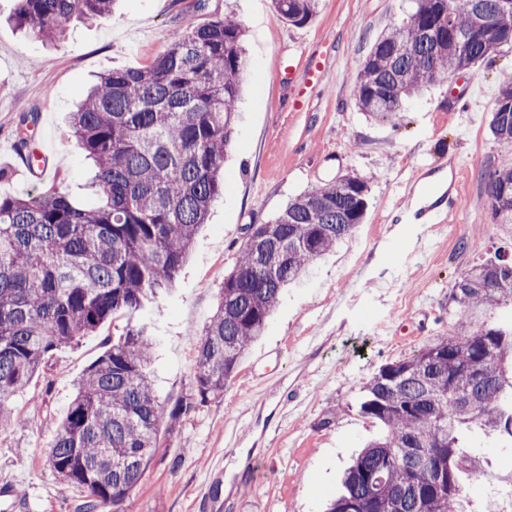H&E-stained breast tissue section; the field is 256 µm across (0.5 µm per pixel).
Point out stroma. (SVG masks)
<instances>
[{"instance_id": "obj_1", "label": "stroma", "mask_w": 512, "mask_h": 512, "mask_svg": "<svg viewBox=\"0 0 512 512\" xmlns=\"http://www.w3.org/2000/svg\"><path fill=\"white\" fill-rule=\"evenodd\" d=\"M15 0H0V195L56 190L91 202L86 160L65 115L90 80L111 68L138 67L162 52L174 28L234 12L246 30L249 71L224 191L195 236L170 290L135 317L156 342L148 367L160 402L192 393L201 331L251 224L274 219L315 185L345 173L371 176L363 224L310 264L282 292L222 397L197 405L159 448L124 512H324L344 470L380 429L358 414L364 384L389 362L413 356L450 333L457 278L497 248H512V224L493 223L486 169L512 167V146L489 125L502 85L512 81V48L466 74L407 100L396 118L373 119L354 106V77L373 40L398 25L409 0H318L295 26L271 0H122L110 22H71L56 48L25 39L7 21ZM327 65L323 83L305 66ZM476 93L464 116L451 113L465 86ZM35 113L34 139H47L46 178L27 174L15 148L21 111ZM454 153L463 164L449 224H388L395 187L421 161ZM126 318L57 350L13 398L20 424L0 428V512H79L84 492L61 484L44 463L74 384ZM469 465L458 473L466 512L512 488V438L472 429ZM484 480L473 483L470 468Z\"/></svg>"}]
</instances>
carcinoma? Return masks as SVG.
<instances>
[{"label":"carcinoma","instance_id":"obj_1","mask_svg":"<svg viewBox=\"0 0 512 512\" xmlns=\"http://www.w3.org/2000/svg\"><path fill=\"white\" fill-rule=\"evenodd\" d=\"M116 0H17L14 26L46 46L64 40L74 17L112 18ZM402 23L377 36L355 80V106L391 118L407 99L512 47V0H411ZM293 25L316 0H272ZM245 31L226 14L173 30L146 66L96 76L69 113L77 146L92 164L84 206L61 192L39 199L0 195V425L9 404L54 351L108 320L134 317L169 286L222 185L247 59ZM31 112L20 114L16 147L29 154ZM490 131L512 145V82L500 89ZM369 181L343 174L292 199L271 222L252 225L200 338L193 394L168 406L147 373L153 341L127 326L75 385L46 460L80 487V512H122L142 483L161 428L224 394L252 342L262 336L282 288L363 223ZM490 216L512 224V167L488 173ZM451 298L452 333L380 367L364 385L360 415L381 424L346 472L327 512H464L457 471L464 433L512 438V319L485 320L512 303V254L497 252L464 271Z\"/></svg>","mask_w":512,"mask_h":512}]
</instances>
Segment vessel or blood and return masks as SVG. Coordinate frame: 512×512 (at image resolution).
I'll return each instance as SVG.
<instances>
[{"label": "vessel or blood", "mask_w": 512, "mask_h": 512, "mask_svg": "<svg viewBox=\"0 0 512 512\" xmlns=\"http://www.w3.org/2000/svg\"><path fill=\"white\" fill-rule=\"evenodd\" d=\"M461 164L457 156L447 161L421 164L402 186L398 205L387 216L392 224H446L453 216Z\"/></svg>", "instance_id": "obj_1"}]
</instances>
